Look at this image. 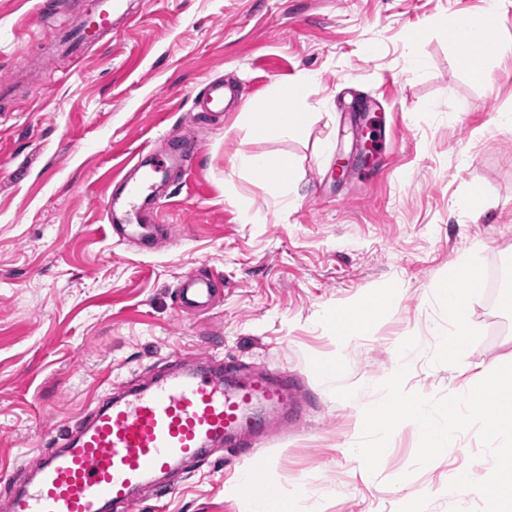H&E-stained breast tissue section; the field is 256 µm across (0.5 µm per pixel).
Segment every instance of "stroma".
Masks as SVG:
<instances>
[{"instance_id":"obj_1","label":"stroma","mask_w":512,"mask_h":512,"mask_svg":"<svg viewBox=\"0 0 512 512\" xmlns=\"http://www.w3.org/2000/svg\"><path fill=\"white\" fill-rule=\"evenodd\" d=\"M490 0H130L82 57L49 56L51 29L29 20L38 0H0V468L48 450L94 396L122 391L171 354H213L255 372L277 369L315 393L303 422L260 447L264 479L292 512H481L449 499L461 470L489 476L477 432L421 470L420 436L393 432L376 474L354 454L358 409L381 396L400 343L404 389L430 398L463 384L462 369L512 363V57L474 81L448 38L459 15ZM316 80L299 134L248 135L246 112L269 86ZM233 80L241 103L221 119L201 111L203 83ZM390 131L387 167H357V105ZM204 144L190 173L167 178L155 250L110 238V179L136 154L188 138ZM290 156L287 192L235 170L241 153ZM480 190L482 215L463 203ZM484 277L471 308L473 344L435 355L448 322L438 282L473 242ZM223 274L208 312L175 308L177 284L202 266ZM401 289L398 309L369 335L328 326L376 294ZM341 359L334 380L319 362ZM250 461L214 459L161 502L134 512H243Z\"/></svg>"}]
</instances>
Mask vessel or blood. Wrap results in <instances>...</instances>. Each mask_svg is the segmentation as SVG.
Wrapping results in <instances>:
<instances>
[{
    "label": "vessel or blood",
    "mask_w": 512,
    "mask_h": 512,
    "mask_svg": "<svg viewBox=\"0 0 512 512\" xmlns=\"http://www.w3.org/2000/svg\"><path fill=\"white\" fill-rule=\"evenodd\" d=\"M125 0H99L95 9L67 29L61 42L73 55L111 30L126 13ZM202 151L190 138L180 150L159 154L141 179H120L122 195L107 199V213L122 212L127 228L144 227L142 200L156 175L185 167ZM219 275L181 281L175 290L180 311L207 310L219 293ZM312 399L295 378L276 372L230 377L223 364L174 355L168 367L118 394L96 398L74 425L52 438L36 471L17 478L0 471L9 512H134L140 494L161 499L172 489L167 477L184 465L209 463L215 449L249 457L261 469L257 448L277 431L270 410L299 418Z\"/></svg>",
    "instance_id": "b4317fda"
}]
</instances>
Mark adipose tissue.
<instances>
[{
    "label": "adipose tissue",
    "mask_w": 512,
    "mask_h": 512,
    "mask_svg": "<svg viewBox=\"0 0 512 512\" xmlns=\"http://www.w3.org/2000/svg\"><path fill=\"white\" fill-rule=\"evenodd\" d=\"M483 35L484 17L480 14L457 17L448 31L449 39L460 56L467 61L472 76L479 81L489 77L486 64L490 58L506 55L505 50L499 47L476 52L475 47L482 41ZM304 93L305 86L301 83L292 88L281 83L272 84L267 92V105L245 116L250 134L269 139L288 131L302 132L310 118L309 113L303 109ZM484 247V242H474L469 250L456 259L447 278L437 285L439 297L448 304V323L434 330L438 338L436 354L457 358L469 349L472 336L470 310L475 299L471 283L479 274L475 256Z\"/></svg>",
    "instance_id": "ef3b65f1"
}]
</instances>
